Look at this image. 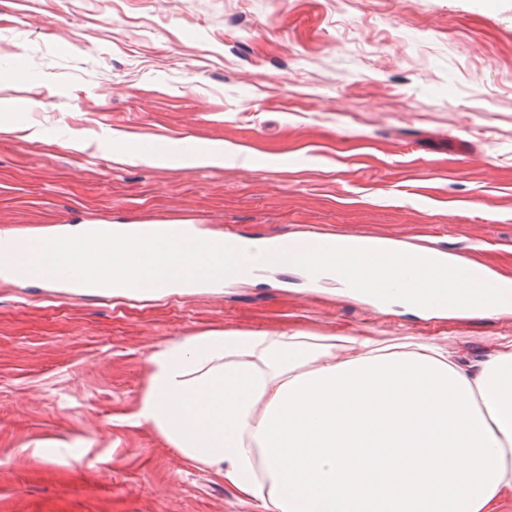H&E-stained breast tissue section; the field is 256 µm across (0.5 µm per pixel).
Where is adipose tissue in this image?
<instances>
[{"instance_id": "1", "label": "adipose tissue", "mask_w": 512, "mask_h": 512, "mask_svg": "<svg viewBox=\"0 0 512 512\" xmlns=\"http://www.w3.org/2000/svg\"><path fill=\"white\" fill-rule=\"evenodd\" d=\"M149 165L224 163L220 144L106 139ZM257 512H497L512 498V334L213 330L148 358L133 415Z\"/></svg>"}]
</instances>
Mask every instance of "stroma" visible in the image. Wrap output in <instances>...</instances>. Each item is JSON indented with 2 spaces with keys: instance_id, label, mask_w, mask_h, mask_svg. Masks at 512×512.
I'll return each instance as SVG.
<instances>
[{
  "instance_id": "obj_1",
  "label": "stroma",
  "mask_w": 512,
  "mask_h": 512,
  "mask_svg": "<svg viewBox=\"0 0 512 512\" xmlns=\"http://www.w3.org/2000/svg\"><path fill=\"white\" fill-rule=\"evenodd\" d=\"M0 230L191 224L445 243L512 278V0H0ZM46 131L28 140V125ZM244 148L119 163L103 132ZM449 337L512 311H373L297 272L130 299L0 282V512H255L128 423L160 346L212 330Z\"/></svg>"
}]
</instances>
